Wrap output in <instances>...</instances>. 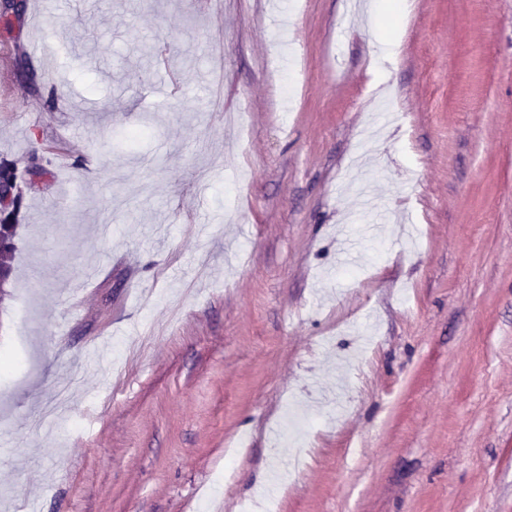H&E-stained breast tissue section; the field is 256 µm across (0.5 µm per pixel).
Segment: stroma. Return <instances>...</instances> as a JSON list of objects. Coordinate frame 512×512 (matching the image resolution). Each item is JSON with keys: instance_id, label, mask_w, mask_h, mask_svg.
Masks as SVG:
<instances>
[{"instance_id": "obj_1", "label": "stroma", "mask_w": 512, "mask_h": 512, "mask_svg": "<svg viewBox=\"0 0 512 512\" xmlns=\"http://www.w3.org/2000/svg\"><path fill=\"white\" fill-rule=\"evenodd\" d=\"M21 4L0 512H512V0Z\"/></svg>"}]
</instances>
